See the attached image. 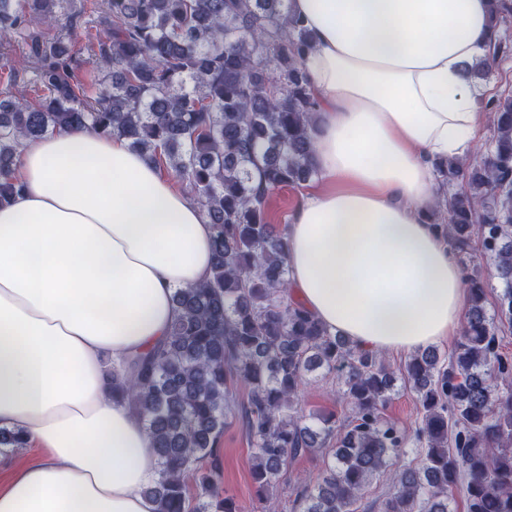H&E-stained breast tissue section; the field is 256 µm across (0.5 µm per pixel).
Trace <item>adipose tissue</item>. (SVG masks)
<instances>
[{"label": "adipose tissue", "instance_id": "1", "mask_svg": "<svg viewBox=\"0 0 512 512\" xmlns=\"http://www.w3.org/2000/svg\"><path fill=\"white\" fill-rule=\"evenodd\" d=\"M312 36L317 177L286 229L292 296L363 350L451 336L467 293L427 215L444 159L468 160L478 89L464 67L488 0H290ZM23 189L0 205V428L35 455L0 484V512H157L143 418L107 362L163 342L177 289L211 270L200 207L117 136L25 145Z\"/></svg>", "mask_w": 512, "mask_h": 512}]
</instances>
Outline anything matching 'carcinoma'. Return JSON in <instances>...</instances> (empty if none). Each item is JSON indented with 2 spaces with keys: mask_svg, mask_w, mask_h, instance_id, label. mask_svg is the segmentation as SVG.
<instances>
[{
  "mask_svg": "<svg viewBox=\"0 0 512 512\" xmlns=\"http://www.w3.org/2000/svg\"><path fill=\"white\" fill-rule=\"evenodd\" d=\"M61 2L0 0V40H29L44 88L31 100L0 90V202L20 190L22 143L86 129L165 165L212 226L210 276L174 293L167 340L130 364L131 377L112 371V394L145 420L159 468L147 493L159 512H275L269 491L288 460L317 449L331 460L297 495L298 512H357L367 486L413 441L416 456L380 512H451L458 490L466 512H512V359L496 334V322L512 323V99L488 105V155L438 166L442 184L462 188L438 199L428 220L461 264L468 309L451 355L431 348L405 363L402 387L419 410L411 437L385 416L397 378L380 357L288 294L286 233L270 222L269 201L316 177L318 112L304 67L311 35L289 0H111L97 21L93 94L73 80V49L45 37ZM511 15L512 0H490L493 35L466 67L469 81L512 50L501 35ZM489 195L492 205H481ZM476 237L501 284L494 315L489 282L470 258ZM316 378L336 380L349 420L307 421L297 396ZM240 383L250 389L244 407ZM236 415L254 448L258 506L221 497L216 469L200 467ZM24 446L19 431L0 428L1 449Z\"/></svg>",
  "mask_w": 512,
  "mask_h": 512,
  "instance_id": "obj_1",
  "label": "carcinoma"
}]
</instances>
